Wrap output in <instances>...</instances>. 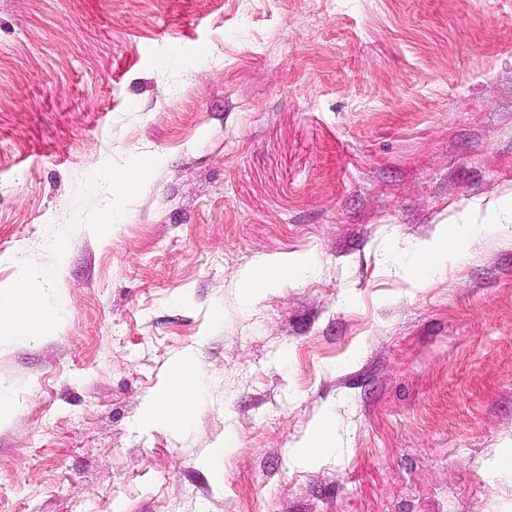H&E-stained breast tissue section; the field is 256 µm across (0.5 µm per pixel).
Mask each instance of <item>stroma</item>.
I'll use <instances>...</instances> for the list:
<instances>
[{
    "label": "stroma",
    "instance_id": "1",
    "mask_svg": "<svg viewBox=\"0 0 512 512\" xmlns=\"http://www.w3.org/2000/svg\"><path fill=\"white\" fill-rule=\"evenodd\" d=\"M510 194L512 0H0V512H512ZM495 223L467 224V222H462V224H444V228L436 238L420 252V260L415 273L418 277V283H421L427 274L439 270L448 261V256L457 253L461 245L470 236L477 233L503 232L510 227V225ZM448 227L450 228L449 231ZM307 266L300 259L283 258L278 261L260 263L248 269L243 275V288L250 297L260 295L266 288L284 283ZM15 303L9 307H0V326L13 327L21 331L43 330L47 323V314L40 307L36 296L29 288L16 289ZM173 376L179 381H175ZM200 380L201 374L195 358L190 353L179 357L171 365L166 390L148 405L145 420L172 421L183 429L189 428L194 417ZM335 433L336 426L332 419L323 417L296 448L293 455L295 461L304 465L316 464L326 450L335 447Z\"/></svg>",
    "mask_w": 512,
    "mask_h": 512
}]
</instances>
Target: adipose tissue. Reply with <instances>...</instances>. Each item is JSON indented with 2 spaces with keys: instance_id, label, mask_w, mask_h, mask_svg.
<instances>
[{
  "instance_id": "ef3b65f1",
  "label": "adipose tissue",
  "mask_w": 512,
  "mask_h": 512,
  "mask_svg": "<svg viewBox=\"0 0 512 512\" xmlns=\"http://www.w3.org/2000/svg\"><path fill=\"white\" fill-rule=\"evenodd\" d=\"M503 229L504 226L500 223H462L441 230L436 238L421 250L416 268L417 277L422 278L439 270L447 262L449 255L458 252L470 236L478 233H498ZM305 266V261L288 257L260 263L244 273L243 288L249 296H258L266 288L284 283L293 273L304 269ZM46 323L47 314L29 288L18 289L16 301L11 307H0V326L35 331L44 329ZM170 373L171 381L166 390L148 405L145 419L149 422L171 421L186 429L191 426L194 417L196 392L201 380L200 370L195 358L186 354L173 362Z\"/></svg>"
}]
</instances>
